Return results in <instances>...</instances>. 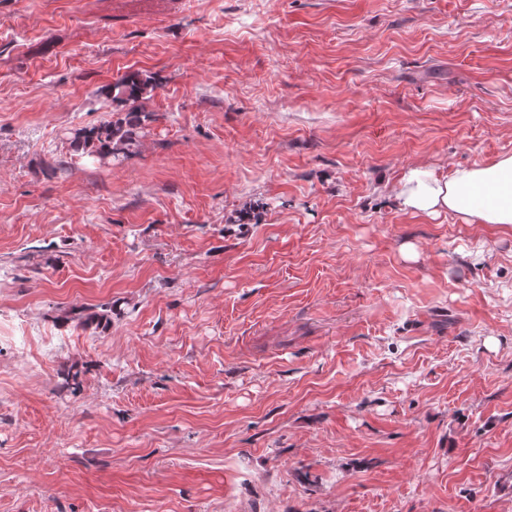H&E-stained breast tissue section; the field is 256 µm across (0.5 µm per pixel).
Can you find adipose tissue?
Returning a JSON list of instances; mask_svg holds the SVG:
<instances>
[{
	"label": "adipose tissue",
	"mask_w": 512,
	"mask_h": 512,
	"mask_svg": "<svg viewBox=\"0 0 512 512\" xmlns=\"http://www.w3.org/2000/svg\"><path fill=\"white\" fill-rule=\"evenodd\" d=\"M395 197L400 209L413 215L451 213L468 224L512 225V154L446 175L409 170Z\"/></svg>",
	"instance_id": "ef3b65f1"
}]
</instances>
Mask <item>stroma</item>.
I'll use <instances>...</instances> for the list:
<instances>
[{
	"label": "stroma",
	"instance_id": "1",
	"mask_svg": "<svg viewBox=\"0 0 512 512\" xmlns=\"http://www.w3.org/2000/svg\"><path fill=\"white\" fill-rule=\"evenodd\" d=\"M505 153L512 0H0V512H512ZM156 85L148 79H142L138 74H127L112 82L107 88V96L112 102L137 107V103L145 95L155 90ZM141 113L128 112L124 118L107 121L97 127L73 129L69 138L71 144L82 157L97 162L125 157L137 148L142 123L151 117L144 114L141 119ZM481 194L487 201L479 200ZM395 197L400 209L413 215L451 213L467 224L512 225V154L446 175L411 169Z\"/></svg>",
	"mask_w": 512,
	"mask_h": 512
}]
</instances>
